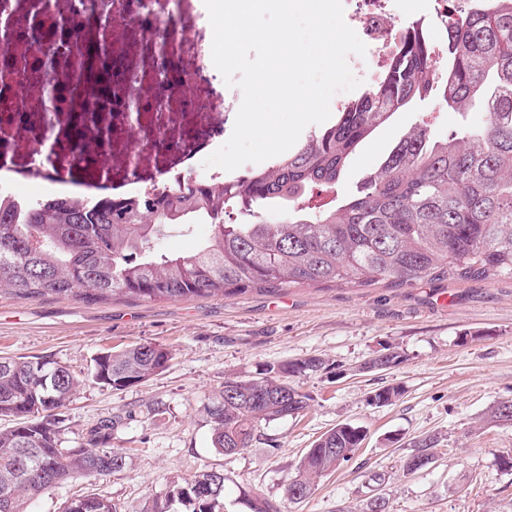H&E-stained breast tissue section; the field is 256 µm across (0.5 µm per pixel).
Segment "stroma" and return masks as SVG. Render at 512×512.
Listing matches in <instances>:
<instances>
[{
    "mask_svg": "<svg viewBox=\"0 0 512 512\" xmlns=\"http://www.w3.org/2000/svg\"><path fill=\"white\" fill-rule=\"evenodd\" d=\"M203 0H180L169 25L187 35L190 60L209 45L211 26ZM211 111H182L171 98L167 112L142 113L133 138L109 158L115 178L135 164L143 185L179 167L184 178L203 179V155L182 165L143 149L157 126L175 140L219 130L220 147L236 118L237 91L216 80ZM484 112H453L427 99L376 130L345 167L339 194L355 190L411 125L429 123L448 137L478 125ZM212 234L208 224L177 226L154 242L155 250L189 254ZM152 343L172 359L162 373L124 389L93 382L88 373L101 352ZM399 352V365L368 368L370 359ZM0 355L44 356L68 368L80 383L61 410V439L86 442L98 422L123 423L113 448L128 452L127 469L97 479L68 481L32 501L29 512H62L67 500L95 493L118 501L123 512H150L170 482L202 468L223 471L226 512H246L242 491L257 490L282 502L284 512H362L387 490L390 512H512V427L483 424L498 401L512 398V276L474 280L425 279L405 288L305 285L277 293L156 301L116 296L87 302L74 296L23 299L0 290ZM318 358L323 369L297 378L310 395L297 416L259 422L251 448L225 455L211 444L205 408L225 378H255L289 361ZM397 386L392 404L374 406L375 390ZM340 423L362 427L366 440L354 458L322 478L307 500L288 501L285 488L306 448ZM441 444L426 469L404 475L403 461L417 437ZM386 475V488L372 477Z\"/></svg>",
    "mask_w": 512,
    "mask_h": 512,
    "instance_id": "obj_1",
    "label": "stroma"
}]
</instances>
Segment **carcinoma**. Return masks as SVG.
Masks as SVG:
<instances>
[{"instance_id":"carcinoma-1","label":"carcinoma","mask_w":512,"mask_h":512,"mask_svg":"<svg viewBox=\"0 0 512 512\" xmlns=\"http://www.w3.org/2000/svg\"><path fill=\"white\" fill-rule=\"evenodd\" d=\"M447 54L433 55L426 25L400 33L380 81L338 112L336 122L262 170L224 183L186 179L141 198L101 196L89 206L54 197L18 205L0 194V288L20 298L74 295L177 299L249 291L274 293L295 285L391 287L422 279L512 275V0H485L451 19ZM432 97L461 112L480 105L486 121L447 138L426 124L404 132L356 192L312 203L333 189L356 150L382 125L418 100ZM278 208L268 224L264 212ZM243 217L224 223L228 212ZM205 221L210 240L184 256L159 252L167 228ZM170 352L139 344L93 359L91 378L115 390L164 371ZM317 358L290 361L268 375L227 379L206 407L214 448L240 454L257 422L299 414L310 396L288 395L291 379L318 371ZM78 380L44 357L0 356V512H27L47 481L107 476L128 466L109 445L115 420H104L87 442L62 447L59 409ZM492 421L512 426V399L494 405ZM365 439L361 427L338 424L298 461L288 500L310 498L316 481L349 462ZM434 435L413 442L435 455ZM348 453L336 455L334 449ZM223 472L203 469L174 482L153 512H212L209 491L225 497ZM249 512H283L260 492H243ZM90 504L62 512H123L120 503L89 494Z\"/></svg>"}]
</instances>
